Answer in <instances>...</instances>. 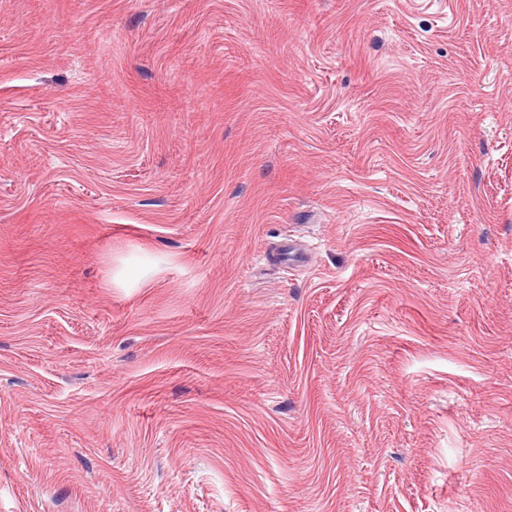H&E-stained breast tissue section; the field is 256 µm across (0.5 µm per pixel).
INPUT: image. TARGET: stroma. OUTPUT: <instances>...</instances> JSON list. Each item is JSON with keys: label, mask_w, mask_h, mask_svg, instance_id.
<instances>
[{"label": "stroma", "mask_w": 512, "mask_h": 512, "mask_svg": "<svg viewBox=\"0 0 512 512\" xmlns=\"http://www.w3.org/2000/svg\"><path fill=\"white\" fill-rule=\"evenodd\" d=\"M0 512H512V0H0Z\"/></svg>", "instance_id": "35a3bbf8"}]
</instances>
